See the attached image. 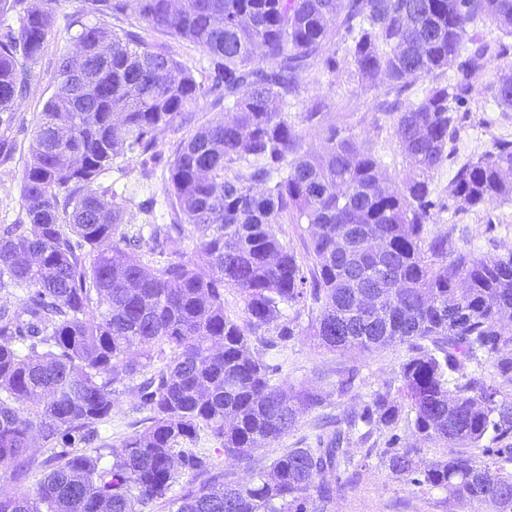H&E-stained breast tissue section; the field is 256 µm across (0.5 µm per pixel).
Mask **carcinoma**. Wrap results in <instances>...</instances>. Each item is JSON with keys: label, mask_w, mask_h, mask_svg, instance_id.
<instances>
[{"label": "carcinoma", "mask_w": 512, "mask_h": 512, "mask_svg": "<svg viewBox=\"0 0 512 512\" xmlns=\"http://www.w3.org/2000/svg\"><path fill=\"white\" fill-rule=\"evenodd\" d=\"M54 2L0 0V13L18 21L0 30L7 130L44 54ZM108 15L127 27L116 32ZM476 19L512 35V0H84L74 41L90 67L76 89L61 59L21 170L25 222L0 228V288L26 290L20 309L0 306V470L26 480L35 437L58 452L33 491H0V512H144L157 501L173 512H328L340 477L360 475L348 446L369 443L404 407L415 433L450 453L422 467L418 449L386 448L379 459L394 476L473 512L487 502L512 512V253L476 254L448 232L424 235L445 207L431 184L456 113L494 53L468 32ZM155 31L202 48L204 80L150 40ZM341 48L355 77L381 74L399 91L410 78L456 71L404 109L382 104L414 170L401 185L334 126L322 151L303 149L306 132L323 127L322 107L296 121L288 108L303 74L336 72ZM210 97L231 117L172 146L163 183L172 222L130 223L135 212L151 215L154 199L99 190L98 177L117 159L147 170L157 133L194 124ZM493 97L512 108L511 73ZM506 170L512 141L498 140L457 169L448 198L466 208L512 202ZM282 219L307 225L305 262L277 235ZM369 235L384 243L382 255L361 248ZM145 245L160 260L144 259ZM227 288L242 295L243 316L225 312ZM305 311L304 331L320 347L411 344L399 385L373 391L316 448H288L243 482L194 483L205 462L182 444L200 427L224 456L244 461L323 405L314 391L275 383L277 368L252 348L262 332L294 335ZM484 363L502 382L468 371ZM144 370L134 389L150 425L106 454L90 447L116 385ZM490 433L502 444L494 472L469 452ZM186 475L184 493L169 496Z\"/></svg>", "instance_id": "1"}]
</instances>
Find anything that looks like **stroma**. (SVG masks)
<instances>
[{
    "label": "stroma",
    "mask_w": 512,
    "mask_h": 512,
    "mask_svg": "<svg viewBox=\"0 0 512 512\" xmlns=\"http://www.w3.org/2000/svg\"><path fill=\"white\" fill-rule=\"evenodd\" d=\"M82 8L83 0H55V23L45 53L34 66L32 80L17 102L11 126H0V156L7 154L11 157L10 162L0 163V225L18 221L20 173L33 144L36 116L56 88L61 57L75 53L73 37L77 29L73 21ZM469 28L479 32L488 42L501 45L502 51L489 58L460 111L461 128L452 144V153L433 177L432 186L439 193L447 188L461 163L477 159L491 150L495 141H512V111H502L492 94L499 76L512 71V36H504L486 20L470 23ZM349 71V66L343 65L333 74L316 68L304 75L297 111H305L314 104L322 105L324 110V128L307 135L306 148L322 149L326 127L344 129L358 144L371 149L381 159L389 180L406 181L413 171L400 151L394 121L381 114L380 106L396 98L406 106L418 102L432 81L449 82L454 77L453 71L441 73L435 79L428 76L414 78L400 94L385 78L358 82L349 78ZM190 133V128L186 127L167 129L159 134L153 149L154 158L148 163L154 171L153 178H142L139 171L128 170L124 164L117 163L101 175V185L115 186L138 201L161 193L162 177L172 159V146ZM427 230L432 234L451 232L457 247L464 250L483 255H505L512 252V203L489 201L473 209L452 203L447 209L436 212ZM259 350L264 360L276 367L277 383L285 387L306 385L322 394L325 404L301 415L288 435L272 442L269 447L256 450L243 462L225 457L220 441L208 429H200L190 444L206 462L200 480L222 475L232 481H243L251 472L267 468L286 449L314 446L322 418L333 419L344 411L362 406L371 391L395 380L400 365L411 353L406 343L368 352L357 349L330 351L318 347L300 332L285 341L260 345ZM351 370L357 373L354 386L347 397L337 398L336 383L342 374ZM147 416L132 386H118L112 414L100 428L99 443L110 447L120 445L129 435L145 427ZM391 443L400 448L418 449L420 459L425 461L448 455L442 446L420 439L404 417L396 425L384 429L377 446L383 449ZM350 452L355 459L364 461L365 466L359 479L343 488L330 512H463L459 504L449 500L446 492L397 479L381 464L378 456L369 455L367 449L354 445Z\"/></svg>",
    "instance_id": "35a3bbf8"
}]
</instances>
